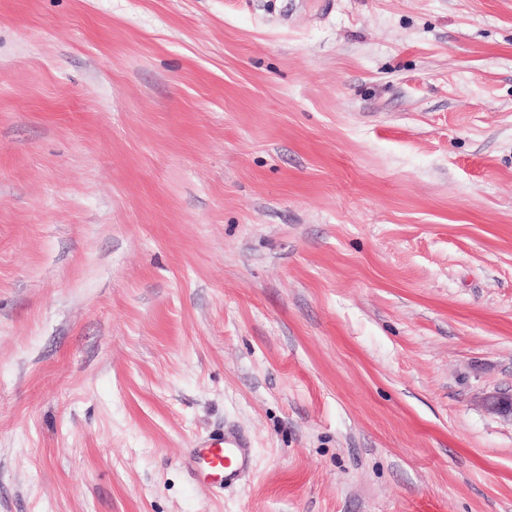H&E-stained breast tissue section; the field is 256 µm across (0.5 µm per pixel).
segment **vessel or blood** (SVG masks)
I'll use <instances>...</instances> for the list:
<instances>
[{"mask_svg":"<svg viewBox=\"0 0 512 512\" xmlns=\"http://www.w3.org/2000/svg\"><path fill=\"white\" fill-rule=\"evenodd\" d=\"M190 468L204 467L213 487L237 483L249 469L251 457L247 440L238 432L225 431L221 438L201 437L186 451Z\"/></svg>","mask_w":512,"mask_h":512,"instance_id":"b4317fda","label":"vessel or blood"}]
</instances>
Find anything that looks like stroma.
Segmentation results:
<instances>
[{
    "label": "stroma",
    "instance_id": "obj_1",
    "mask_svg": "<svg viewBox=\"0 0 512 512\" xmlns=\"http://www.w3.org/2000/svg\"><path fill=\"white\" fill-rule=\"evenodd\" d=\"M494 390L512 0H0V512H512ZM249 443L234 430L224 431L220 439L200 437L187 448L186 463L196 469L201 463L206 477L215 488L237 483L249 469L251 457Z\"/></svg>",
    "mask_w": 512,
    "mask_h": 512
}]
</instances>
